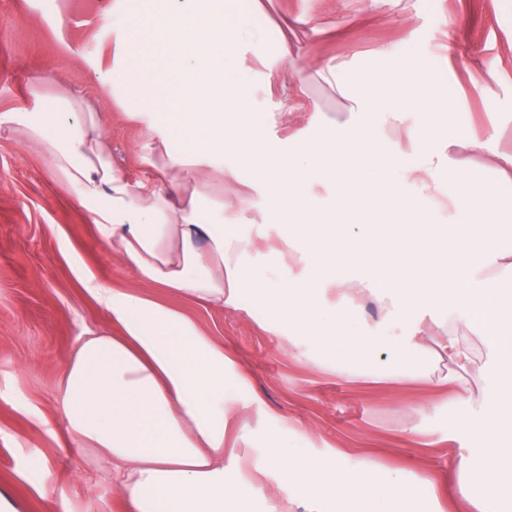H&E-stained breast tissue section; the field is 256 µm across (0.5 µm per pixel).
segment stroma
Segmentation results:
<instances>
[{
    "instance_id": "1",
    "label": "stroma",
    "mask_w": 512,
    "mask_h": 512,
    "mask_svg": "<svg viewBox=\"0 0 512 512\" xmlns=\"http://www.w3.org/2000/svg\"><path fill=\"white\" fill-rule=\"evenodd\" d=\"M116 0H0V114L30 107L29 89L65 90L82 111L96 113L112 162L131 182L153 178L146 126L131 119L107 80L112 68ZM263 27L264 42L243 48L251 75L249 109L269 143L288 148L314 129L354 118L351 102L324 80L336 68L351 86L364 83L377 53L425 51L455 112L448 131L459 142L486 138L512 152V0H244ZM287 39L288 58L276 52ZM225 166L234 165L225 154ZM235 175L205 192L217 207L248 193L250 221L271 225L256 173ZM93 276L111 288L154 292L100 238L75 193L56 180L38 144L0 126V495L18 512H51L40 494L49 487L70 512H125L110 467L89 448L70 446L59 407V386L80 335L100 328L106 312L84 286ZM202 332L235 361L226 406L242 410L245 450L297 446L313 455L341 453L354 465L365 456L383 471L412 480L428 471L446 497L448 461L481 446L477 424L494 386L470 378L472 400L443 384L447 369L416 379H344L313 371L314 350L267 331L263 308L204 307L180 297ZM307 429L289 434V423ZM435 446H426V438ZM301 494L269 473L254 483L246 512Z\"/></svg>"
}]
</instances>
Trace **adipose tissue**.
Wrapping results in <instances>:
<instances>
[{"label":"adipose tissue","mask_w":512,"mask_h":512,"mask_svg":"<svg viewBox=\"0 0 512 512\" xmlns=\"http://www.w3.org/2000/svg\"><path fill=\"white\" fill-rule=\"evenodd\" d=\"M123 2L112 86L127 114L146 123L151 165L171 188L133 186L113 167L95 113L65 91L32 90V111L9 113L5 123L38 143L52 175L145 283L227 311L246 301L264 308L275 317L270 332L329 351L322 366L338 376L372 375L371 360L384 351L402 375L422 355L450 364L448 379L464 393L472 371L490 374L502 402L483 415L487 442L449 463L448 476L474 512H503L512 503V290L502 281L512 279V246L491 232L505 221L501 190L470 159L491 144L474 136L469 155L455 152L438 120L455 105L427 56L381 52L353 96L354 120L278 153L249 110L251 77L233 46L261 40L262 31L237 0H161L156 14L147 0ZM376 114L415 120L386 146ZM228 151L255 167L275 222L289 229L276 251L298 260L300 273L259 268L250 237L225 238L247 198L205 205L197 176L223 180ZM417 177L424 190L407 193ZM315 182L332 187L336 215L312 202ZM443 206L441 224L434 215ZM92 294L107 323L74 347L61 411L71 442L111 459L127 512H238L253 480L271 471L306 492V512L363 504L412 512L420 485L383 476L371 456L355 467L301 448L242 456L228 438L239 416L224 407L232 361L223 346L153 297L102 285ZM369 297L382 308L374 323L357 312ZM460 325L482 337L485 361L457 334Z\"/></svg>","instance_id":"1"}]
</instances>
